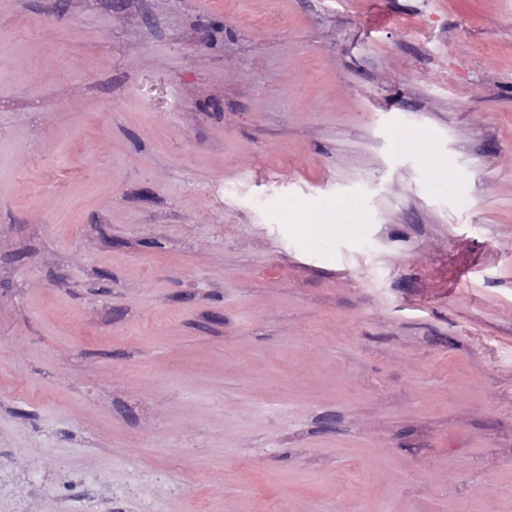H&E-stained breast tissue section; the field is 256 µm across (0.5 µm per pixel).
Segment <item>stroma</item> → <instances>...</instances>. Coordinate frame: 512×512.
<instances>
[{"instance_id": "35a3bbf8", "label": "stroma", "mask_w": 512, "mask_h": 512, "mask_svg": "<svg viewBox=\"0 0 512 512\" xmlns=\"http://www.w3.org/2000/svg\"><path fill=\"white\" fill-rule=\"evenodd\" d=\"M0 462L512 512V0H0Z\"/></svg>"}]
</instances>
